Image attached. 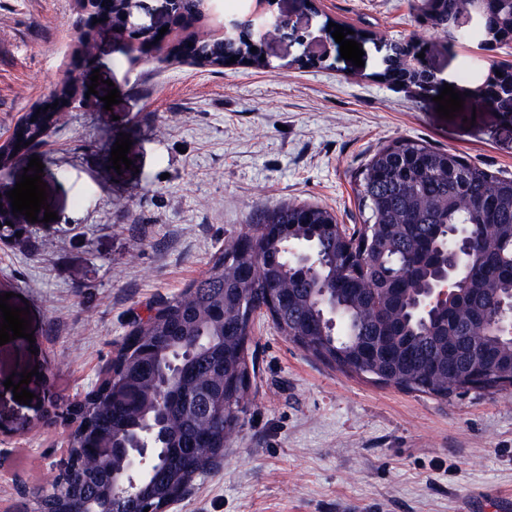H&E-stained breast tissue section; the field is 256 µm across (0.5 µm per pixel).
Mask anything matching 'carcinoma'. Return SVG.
<instances>
[{"label": "carcinoma", "mask_w": 512, "mask_h": 512, "mask_svg": "<svg viewBox=\"0 0 512 512\" xmlns=\"http://www.w3.org/2000/svg\"><path fill=\"white\" fill-rule=\"evenodd\" d=\"M468 0H436L432 24L446 27ZM198 0H177L175 25L196 17ZM512 0H489L483 40L509 45ZM252 45L219 41L173 43L169 57L191 55L222 68L230 57L262 68ZM410 50L397 49L378 73L387 84L423 89L410 67ZM74 71L44 100L47 111L25 113L10 143L44 141L57 123L55 102L73 98ZM363 224L349 236L336 227V213L309 203L283 202L251 218L250 244L237 256L214 255L203 276L165 302L156 318L139 323L123 341L124 360L82 408L87 431L74 438L71 455L86 459L110 448L98 465L72 464L66 493H38L34 512H122L160 507L211 470L224 455L226 431L245 413L249 365L243 347L248 322L224 321V305L254 314L271 311L276 328L324 362L376 383L440 399L473 388L503 390L512 382V339L484 326L512 297V178L499 176L425 141L398 138L369 159L356 191ZM459 224L470 225L471 243L460 267L456 295L430 316L412 307L445 262L441 252ZM492 227L486 234L482 225ZM296 247L311 252L313 275L289 261ZM336 305L337 327L327 326L326 303ZM173 379L177 397L164 406L156 464L148 476L115 494L125 481L121 449L130 448L140 427L154 419L153 387Z\"/></svg>", "instance_id": "cac0c4a2"}]
</instances>
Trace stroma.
Here are the masks:
<instances>
[{
  "label": "stroma",
  "mask_w": 512,
  "mask_h": 512,
  "mask_svg": "<svg viewBox=\"0 0 512 512\" xmlns=\"http://www.w3.org/2000/svg\"><path fill=\"white\" fill-rule=\"evenodd\" d=\"M276 0L305 43L263 46L267 68L224 72L133 60L111 32L80 73L103 82L31 149L56 220L0 224V295L29 306V338L0 346V512H31L56 475L69 429L60 406L90 390L136 320L200 278L212 256L285 201L359 221L356 182L394 139H422L512 176V114L472 92L487 53L449 43L423 0ZM75 0H0V142L65 76L76 49ZM363 30V66L341 57L329 23ZM418 39L437 85L463 92L439 117L432 93L375 78L387 44ZM326 48L316 68L294 60ZM121 101L105 110L109 86ZM475 123H468V116ZM129 136L132 169L111 149ZM256 375L221 465L166 512H512V389L440 399L339 370L255 317ZM32 372L29 404L5 381Z\"/></svg>",
  "instance_id": "1"
}]
</instances>
